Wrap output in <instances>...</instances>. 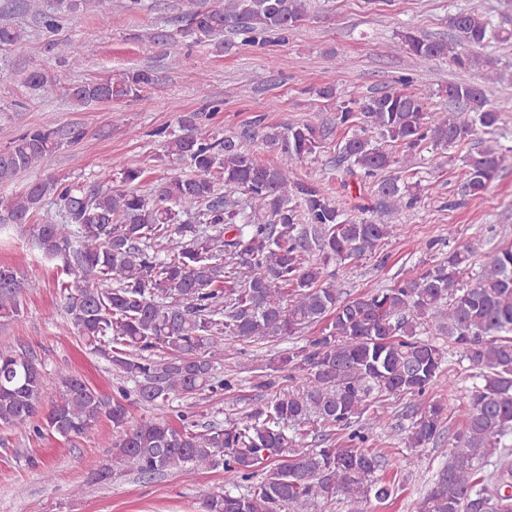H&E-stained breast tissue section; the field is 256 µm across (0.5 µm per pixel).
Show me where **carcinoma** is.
Returning a JSON list of instances; mask_svg holds the SVG:
<instances>
[{"instance_id":"obj_1","label":"carcinoma","mask_w":512,"mask_h":512,"mask_svg":"<svg viewBox=\"0 0 512 512\" xmlns=\"http://www.w3.org/2000/svg\"><path fill=\"white\" fill-rule=\"evenodd\" d=\"M21 4L50 37L66 15L91 10L99 0H56L51 9L45 0ZM309 19L308 0H206L152 40L179 67L187 37L229 49L234 42L224 34L230 33L242 46H262L285 40ZM449 25V41L406 30L383 50L449 60L454 108L434 109L400 90L336 106V126L351 131L339 144V161L360 174L359 186H370L389 212L421 201L403 170L423 145L445 150L480 129L493 134L502 123L486 84L503 83L504 74L482 50L512 45V31L494 23L485 0H470ZM23 40L25 31L0 15V49ZM154 82L148 68L126 69L73 84L67 95L81 107L128 101ZM25 83L40 95L56 86L37 69ZM179 124L183 134L164 141L165 157L174 168L190 166V173L164 177L146 193L112 186L117 174L125 184L141 177L140 169L121 166L101 172L90 186L49 176L0 200V231L31 224L49 198L61 208V220L32 224L31 237L44 258L63 259L57 286L79 340L136 383L142 405L157 407L232 390L236 379L218 375L216 360L235 342L286 341L329 322L301 347L253 359L260 387L274 388L272 373L286 371L288 389L224 427L186 422L177 428L154 416L133 423L126 390L106 398L72 372L60 375L45 413L36 359L0 351V426L71 441L105 419L115 432L112 461L141 476L221 467L224 490L205 496V512H318L338 500L347 512H369L371 500L392 494L376 475L381 460L364 449L379 425L378 410L391 398L419 399L441 386L459 393L461 428L448 438V459L420 512H512V245L481 253L457 245L418 275L345 299L330 266L376 253L398 226L351 217L322 188L294 179L296 165L324 140L317 117L274 125L260 117L253 125L261 132L222 137L199 133L194 113ZM369 129L382 143L372 144ZM84 137L81 125L47 118L0 151V184L22 179ZM254 138L276 150L279 162L258 160L247 144ZM510 165L512 147L481 143L462 159V194L483 196ZM22 298L16 271L1 265L0 318L18 317ZM431 326L468 363L471 385L458 386L454 361L423 338ZM413 415L405 437L410 448L427 447L447 428L441 399ZM313 417L324 429L321 448L305 445ZM337 430L348 431L340 447L331 443Z\"/></svg>"}]
</instances>
